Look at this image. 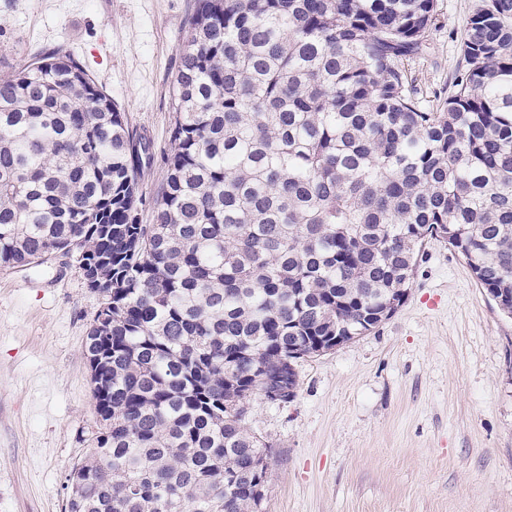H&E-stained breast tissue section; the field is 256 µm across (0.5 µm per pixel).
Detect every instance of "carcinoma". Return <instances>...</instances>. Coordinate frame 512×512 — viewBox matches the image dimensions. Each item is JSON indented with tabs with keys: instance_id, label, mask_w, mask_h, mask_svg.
Segmentation results:
<instances>
[{
	"instance_id": "carcinoma-1",
	"label": "carcinoma",
	"mask_w": 512,
	"mask_h": 512,
	"mask_svg": "<svg viewBox=\"0 0 512 512\" xmlns=\"http://www.w3.org/2000/svg\"><path fill=\"white\" fill-rule=\"evenodd\" d=\"M436 0H196L152 221L147 143L83 63L0 75V266L74 250L99 275L98 431L65 512H262L265 381L389 320L441 240L512 317V0H481L454 91L403 61Z\"/></svg>"
}]
</instances>
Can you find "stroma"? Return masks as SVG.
<instances>
[{"instance_id":"35a3bbf8","label":"stroma","mask_w":512,"mask_h":512,"mask_svg":"<svg viewBox=\"0 0 512 512\" xmlns=\"http://www.w3.org/2000/svg\"><path fill=\"white\" fill-rule=\"evenodd\" d=\"M480 0H437L409 60L446 99ZM195 0H0V74L78 57L149 145L143 223L166 175L172 95ZM101 298L76 259L0 267V512H64L97 428L84 343ZM267 446L263 512H512V319L448 244L427 242L409 295L368 335L298 366L294 398L253 396Z\"/></svg>"}]
</instances>
